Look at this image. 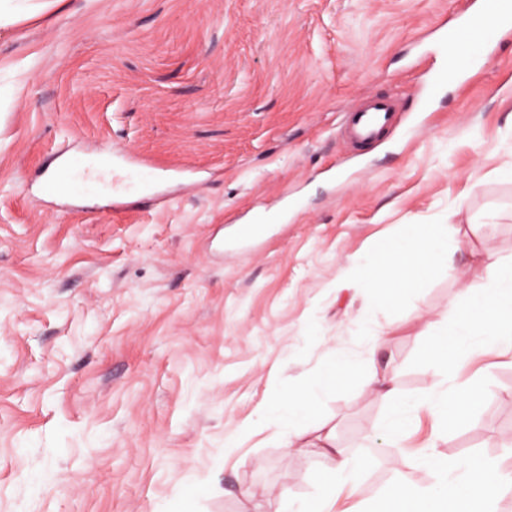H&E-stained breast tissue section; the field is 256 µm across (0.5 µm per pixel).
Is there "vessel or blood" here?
Wrapping results in <instances>:
<instances>
[{
  "instance_id": "obj_1",
  "label": "vessel or blood",
  "mask_w": 512,
  "mask_h": 512,
  "mask_svg": "<svg viewBox=\"0 0 512 512\" xmlns=\"http://www.w3.org/2000/svg\"><path fill=\"white\" fill-rule=\"evenodd\" d=\"M512 27V0H461L442 45L447 52L443 66L428 73L418 90L422 104H430L436 90L448 78L468 76L492 47L500 29ZM351 137L363 144L381 145L394 136L403 118L395 99L369 102L345 114ZM99 179L90 177L86 160L71 156L60 161L52 178L42 185L44 192L68 199H80L99 190Z\"/></svg>"
}]
</instances>
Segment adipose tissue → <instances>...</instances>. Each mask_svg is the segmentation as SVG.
Returning a JSON list of instances; mask_svg holds the SVG:
<instances>
[{
  "label": "adipose tissue",
  "instance_id": "1",
  "mask_svg": "<svg viewBox=\"0 0 512 512\" xmlns=\"http://www.w3.org/2000/svg\"><path fill=\"white\" fill-rule=\"evenodd\" d=\"M437 268L446 269L460 285L458 305L449 317L427 326L433 334L430 366L445 381V388L408 401L399 396L386 376L372 373L365 379L366 387L387 409L384 428L395 441L422 408L434 415L443 430L449 419H466L483 399L485 388L477 382L453 386L456 363L477 351L512 350V256L483 258L475 272H459L448 250L447 225H416L389 252L363 258L356 276L376 298L393 288L421 287ZM355 363L352 357L336 360L318 378L289 392L287 398L271 399L263 410V421L282 434L301 436L299 409L325 400ZM315 432L314 445L332 460L335 474L325 478L322 493L309 501H298L292 495L283 499L284 512H330L331 502L356 481L362 462L340 449L335 428L320 424ZM419 464L433 472V482L416 486L408 475L410 461H401L398 478L390 486L381 512H498L504 481L495 461L477 457L460 467L429 452Z\"/></svg>",
  "mask_w": 512,
  "mask_h": 512
}]
</instances>
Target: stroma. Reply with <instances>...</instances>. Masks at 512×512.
<instances>
[{
  "mask_svg": "<svg viewBox=\"0 0 512 512\" xmlns=\"http://www.w3.org/2000/svg\"><path fill=\"white\" fill-rule=\"evenodd\" d=\"M454 0H64L0 34V512H275L332 463L258 426L268 400L365 352L310 407L361 449L332 512L378 505L400 460L435 445L512 474V352L462 362L488 397L437 435L419 411L399 444L363 385L430 391L427 321L458 285L435 272L404 301L338 283L405 224H448L454 260L512 254V32L426 125L350 164L343 112L375 95L418 112ZM153 164L115 201L45 195L57 150ZM295 200L282 223L238 224Z\"/></svg>",
  "mask_w": 512,
  "mask_h": 512,
  "instance_id": "1",
  "label": "stroma"
}]
</instances>
